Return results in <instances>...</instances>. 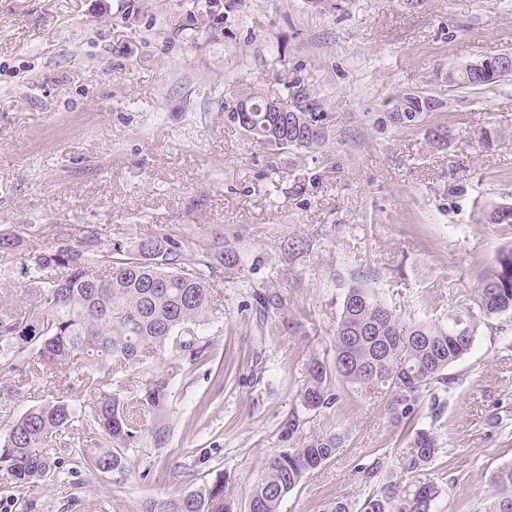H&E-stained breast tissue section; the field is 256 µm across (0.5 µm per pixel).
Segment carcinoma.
Instances as JSON below:
<instances>
[{
    "label": "carcinoma",
    "instance_id": "obj_1",
    "mask_svg": "<svg viewBox=\"0 0 512 512\" xmlns=\"http://www.w3.org/2000/svg\"><path fill=\"white\" fill-rule=\"evenodd\" d=\"M494 83L485 76L464 77L448 71V86L481 88ZM247 113L248 137L279 152H311L329 138V115L317 111L307 97L296 98L295 111H261L263 96H253ZM440 102L408 94L404 112H390L396 124L413 126ZM480 147L492 149L509 138L494 126L475 133ZM239 265L237 253L225 249L206 254L196 267H182L178 242L158 233L132 244L114 241L106 250L89 233L77 244L56 245L27 254L25 274L38 288L37 310L21 314L0 308V375L24 378L57 365L71 364L91 381L93 399L77 406L51 397L22 413L0 441V473L17 487L53 476L60 458L50 456L53 438L74 430L82 435L77 455L91 473L123 475L129 450L149 443L163 448L170 440L167 422L169 377L153 376L140 391H129L114 379L137 366L175 358L191 344L181 340L209 325L216 313L214 281L223 269ZM260 306L278 315L292 297L274 286L256 293ZM512 317V247L502 249L478 282L473 306L448 315V323L405 322L377 289L360 278L343 288L336 326L329 345L304 363L299 402L308 415H319L342 402L347 391L387 396L389 418L408 429L399 472L383 473L375 459L356 466L364 492L327 501L323 512H435L440 490L411 481L440 452L433 429L417 427L420 405L430 397L433 420L443 403L438 389L448 391V368L470 353L479 329ZM148 413L144 419L142 413ZM306 421L294 414L281 438L292 441ZM110 446L103 448L100 440ZM347 432H309L270 458L251 490L247 512H281L285 498L311 472L334 460L345 447ZM498 493L485 512H512V464L490 474ZM219 473L198 489L143 503L140 512H234Z\"/></svg>",
    "mask_w": 512,
    "mask_h": 512
}]
</instances>
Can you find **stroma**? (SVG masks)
Instances as JSON below:
<instances>
[{
  "instance_id": "1",
  "label": "stroma",
  "mask_w": 512,
  "mask_h": 512,
  "mask_svg": "<svg viewBox=\"0 0 512 512\" xmlns=\"http://www.w3.org/2000/svg\"><path fill=\"white\" fill-rule=\"evenodd\" d=\"M508 51L512 0H0V233L22 252L87 230L105 247L169 233L184 269L218 246L241 262L217 281L222 315L198 333L207 361L185 355L168 371V445L134 449L126 474L95 479L71 455L78 436L63 434V475L24 488L0 476V512H140L219 473L245 512L350 277L404 319L443 322L512 245V224L490 219L512 206V141L486 151L472 136L512 132V79L448 87L449 68ZM299 88L333 115L313 152L268 151L230 118L246 94L288 106ZM407 93L440 105L417 125L390 123ZM438 126L447 147L428 136ZM293 239L305 249L285 253ZM269 283L293 298L280 312L292 330L261 328L253 294ZM35 298L19 255L0 257V307ZM448 373L439 420L421 419L441 452L420 479L438 485L437 512H484L491 472L512 462V318L481 329ZM13 385L0 376V437L46 393L92 398L68 366L22 394ZM385 405L351 392L308 423L351 436L282 512L359 496L357 464L397 468L404 430Z\"/></svg>"
}]
</instances>
